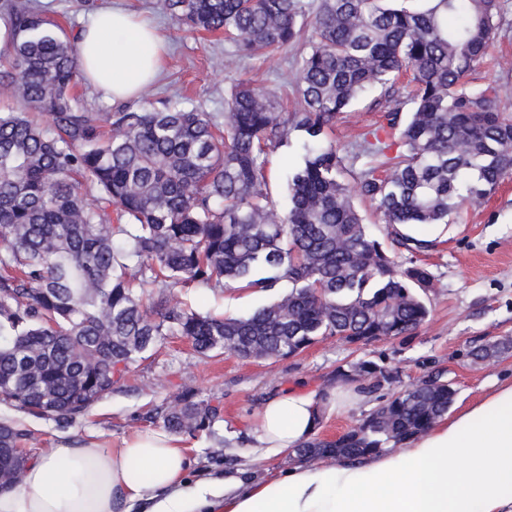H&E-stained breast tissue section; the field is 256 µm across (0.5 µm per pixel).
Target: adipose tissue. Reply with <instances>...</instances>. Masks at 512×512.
<instances>
[{"mask_svg": "<svg viewBox=\"0 0 512 512\" xmlns=\"http://www.w3.org/2000/svg\"><path fill=\"white\" fill-rule=\"evenodd\" d=\"M164 35L121 9L94 14L76 41L82 74L113 100L138 95L157 77ZM313 395L286 392L256 416L265 454L293 451L315 434ZM462 458V469L449 457ZM180 437L138 433L108 448L61 444L28 462L0 512H512V382L438 421L400 453L359 465L300 464L250 483L236 476L190 482Z\"/></svg>", "mask_w": 512, "mask_h": 512, "instance_id": "adipose-tissue-1", "label": "adipose tissue"}]
</instances>
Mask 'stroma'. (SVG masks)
<instances>
[{"label":"stroma","mask_w":512,"mask_h":512,"mask_svg":"<svg viewBox=\"0 0 512 512\" xmlns=\"http://www.w3.org/2000/svg\"><path fill=\"white\" fill-rule=\"evenodd\" d=\"M46 15L73 37L95 11L117 7L148 20L167 42L159 79L137 98L121 103L106 96L86 101L92 112L160 109L170 101L208 112L224 109V97L238 80L253 78L272 89L278 108L293 111L296 65L293 57L274 53L242 58L223 36L197 33L161 10L158 0H37ZM488 76L503 82L502 104L512 113V13L489 49ZM303 132L293 130L282 146L266 156L268 189L280 206L288 204V172L302 156ZM398 258L425 265L436 287L426 298L427 321L412 335L353 345L335 336L318 339L299 354L278 360L242 359L229 353L197 354L180 336L166 337L145 358L130 366L120 390L103 397L72 423L35 417L0 405V416L29 434L31 455L60 440L82 442L97 436L116 445L130 434L163 428V415L184 391L218 406L209 430L184 435L191 480L237 470L256 482L281 476L293 465L291 455L265 456L255 449V415L270 398L288 391L309 393L323 417L317 437L333 439L368 415L401 387L432 373L452 382L460 411L512 380V352L473 362L469 352L490 340L512 339V176L489 198L465 205L452 223L445 244L426 252L399 250ZM182 306L212 315H246L282 296V289L262 291L229 285L207 288L190 283L176 288ZM371 360L395 373L363 400L336 404V369Z\"/></svg>","instance_id":"1"}]
</instances>
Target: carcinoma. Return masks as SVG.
Instances as JSON below:
<instances>
[{
  "instance_id": "1",
  "label": "carcinoma",
  "mask_w": 512,
  "mask_h": 512,
  "mask_svg": "<svg viewBox=\"0 0 512 512\" xmlns=\"http://www.w3.org/2000/svg\"><path fill=\"white\" fill-rule=\"evenodd\" d=\"M503 0H160L197 31L222 33L243 57H298L302 109L238 83L216 116L169 105L89 112L97 86L83 78L75 43L31 0H3L9 70L0 98V403L67 424L112 392L165 337L198 354L279 359L325 336H408L428 317L429 269L404 265L372 234L353 199L372 203L392 242L446 224L512 175V114L501 86L471 87L497 38ZM373 89L382 119L358 152L327 138ZM306 135L288 176V209L267 189L266 150L290 129ZM196 282L288 293L247 316L188 310L172 290ZM165 292L147 306L139 290ZM512 347L487 342L485 361ZM378 364L347 365L374 387ZM343 367L336 369L342 383ZM442 374L399 390L346 433L304 443L305 461L360 462L428 431L453 403ZM218 409L185 395L163 415L173 434L207 430ZM28 433L0 421V479L22 469L4 459Z\"/></svg>"
}]
</instances>
